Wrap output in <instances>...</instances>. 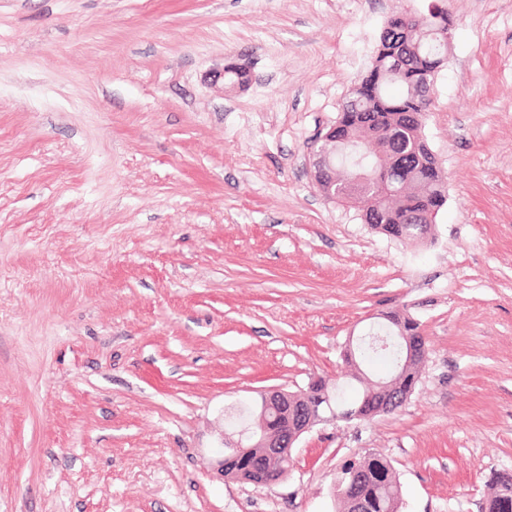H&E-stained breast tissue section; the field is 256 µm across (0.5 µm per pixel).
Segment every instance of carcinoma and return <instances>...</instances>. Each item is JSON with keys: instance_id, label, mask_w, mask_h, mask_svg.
<instances>
[{"instance_id": "obj_1", "label": "carcinoma", "mask_w": 512, "mask_h": 512, "mask_svg": "<svg viewBox=\"0 0 512 512\" xmlns=\"http://www.w3.org/2000/svg\"><path fill=\"white\" fill-rule=\"evenodd\" d=\"M406 20L388 22L382 29L372 66L352 86L353 103L342 108L336 129V152L330 175L336 178V201L358 198L363 203L364 221L394 238L423 240L419 220L445 204V173L423 136L424 112L429 102L420 94V83L428 71L438 67L448 52L443 31L448 29V11L438 6L428 16L404 13ZM408 47L410 61L402 70L392 66L393 54ZM382 333L402 330L420 335L419 324L399 315L384 316ZM398 346L382 350L368 340L348 343L346 358L362 363L389 366L399 394L410 396L418 382L420 362L405 363L396 354ZM309 402L319 411L327 406L338 410L359 405L368 388L358 376L332 387L321 383L313 388ZM270 427L288 425V405L278 404L268 416ZM363 471L358 494L367 512H399L400 483L391 464L371 453L359 461ZM482 512H512V473L495 474Z\"/></svg>"}]
</instances>
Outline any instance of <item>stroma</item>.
<instances>
[{"mask_svg":"<svg viewBox=\"0 0 512 512\" xmlns=\"http://www.w3.org/2000/svg\"><path fill=\"white\" fill-rule=\"evenodd\" d=\"M431 3L0 0V512H339L370 453L402 512H481L512 470V0L444 2L427 240L309 168L387 20ZM393 312L427 350L402 407L314 426L280 483L224 480L240 402L346 379Z\"/></svg>","mask_w":512,"mask_h":512,"instance_id":"stroma-1","label":"stroma"}]
</instances>
